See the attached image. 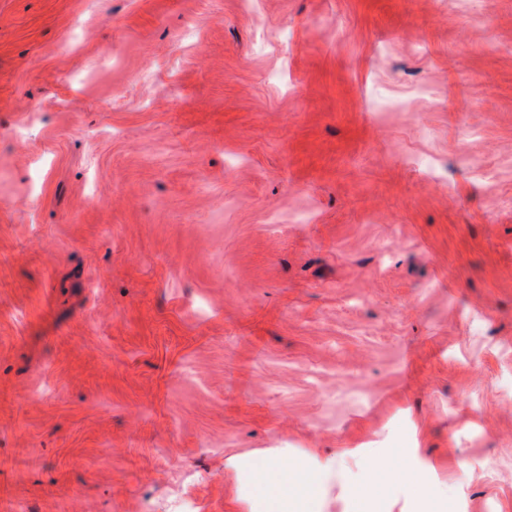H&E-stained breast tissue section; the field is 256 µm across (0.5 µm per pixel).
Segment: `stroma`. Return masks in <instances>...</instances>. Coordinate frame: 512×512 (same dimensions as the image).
Here are the masks:
<instances>
[{"label": "stroma", "instance_id": "stroma-1", "mask_svg": "<svg viewBox=\"0 0 512 512\" xmlns=\"http://www.w3.org/2000/svg\"><path fill=\"white\" fill-rule=\"evenodd\" d=\"M348 439L512 512V0H0V502Z\"/></svg>", "mask_w": 512, "mask_h": 512}]
</instances>
